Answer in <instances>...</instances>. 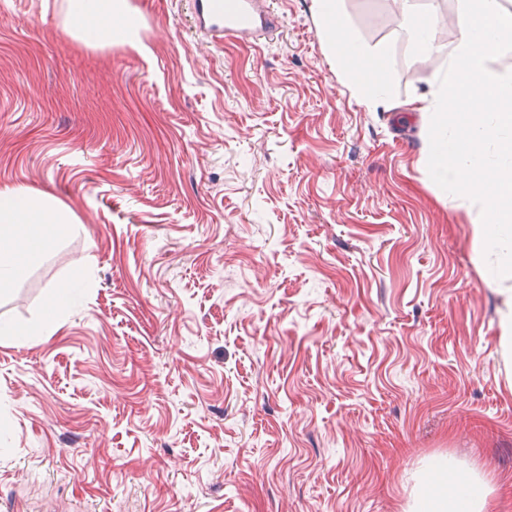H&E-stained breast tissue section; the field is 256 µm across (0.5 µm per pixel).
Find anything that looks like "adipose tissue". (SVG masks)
<instances>
[{
  "instance_id": "1",
  "label": "adipose tissue",
  "mask_w": 512,
  "mask_h": 512,
  "mask_svg": "<svg viewBox=\"0 0 512 512\" xmlns=\"http://www.w3.org/2000/svg\"><path fill=\"white\" fill-rule=\"evenodd\" d=\"M318 22L329 33L330 53L347 67L354 87L387 101L382 80L383 58L368 55L350 36L339 0H313ZM69 11L83 41L95 44L112 39L122 14L113 0H70ZM458 38L450 51L433 41L427 23L416 20L409 40L421 52L447 55L448 80L434 99L420 98L417 109L442 107L447 132L432 137L428 148L437 185L453 190L481 214L471 226L474 264L500 298L499 348L512 356V105L501 96L502 76L487 65L497 46L512 41V13L500 0H457L452 19ZM494 146L503 163L480 178L486 146ZM69 218L57 207L23 188L0 191V288L8 289L24 267L38 262L53 242L58 225ZM435 483L419 488L414 512H485L490 489L461 473L446 457L430 460Z\"/></svg>"
}]
</instances>
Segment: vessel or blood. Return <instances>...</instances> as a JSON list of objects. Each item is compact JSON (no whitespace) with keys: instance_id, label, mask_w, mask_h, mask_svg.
Masks as SVG:
<instances>
[{"instance_id":"b4317fda","label":"vessel or blood","mask_w":512,"mask_h":512,"mask_svg":"<svg viewBox=\"0 0 512 512\" xmlns=\"http://www.w3.org/2000/svg\"><path fill=\"white\" fill-rule=\"evenodd\" d=\"M196 24L213 37L245 42L270 31L276 20L267 0H194Z\"/></svg>"}]
</instances>
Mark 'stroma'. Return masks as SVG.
Listing matches in <instances>:
<instances>
[{
	"mask_svg": "<svg viewBox=\"0 0 512 512\" xmlns=\"http://www.w3.org/2000/svg\"><path fill=\"white\" fill-rule=\"evenodd\" d=\"M0 0V190L78 233L0 293V512H408L452 457L512 512V374L471 221L427 168L448 72L386 0H340L393 109L332 64L313 0L211 43L190 0ZM71 13L79 28L78 34L87 44H96L102 40L112 41L119 29L114 21L119 20L122 9L112 0H70ZM114 24V25H113ZM71 288H55L50 295L49 310L41 327L21 328L16 325L1 322L0 335L10 336L18 341H27L32 336H40L54 318L64 313L71 302Z\"/></svg>",
	"mask_w": 512,
	"mask_h": 512,
	"instance_id": "obj_1",
	"label": "stroma"
}]
</instances>
